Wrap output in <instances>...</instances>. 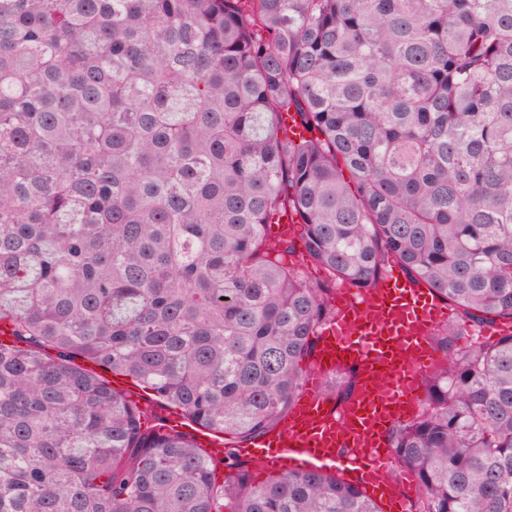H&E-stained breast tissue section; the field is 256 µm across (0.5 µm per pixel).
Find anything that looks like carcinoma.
<instances>
[{
  "instance_id": "1",
  "label": "carcinoma",
  "mask_w": 512,
  "mask_h": 512,
  "mask_svg": "<svg viewBox=\"0 0 512 512\" xmlns=\"http://www.w3.org/2000/svg\"><path fill=\"white\" fill-rule=\"evenodd\" d=\"M286 210L332 281L396 264L451 312L388 438L415 512H512V0H0V512H381L234 448L219 485L73 362L237 443L275 430L336 314L266 232ZM74 363L79 365L82 368L85 369H93L97 372H100L101 375L107 379L109 382H111L112 387L117 390H125L126 392L130 393V398L133 400H137L141 402V406H145L146 401L150 400L151 398V391L149 390H142L141 388L135 386L134 383L131 382V380L127 378L122 377H115L112 376V374L102 371L97 366L92 365L90 362L85 361L82 358L76 357L74 358Z\"/></svg>"
}]
</instances>
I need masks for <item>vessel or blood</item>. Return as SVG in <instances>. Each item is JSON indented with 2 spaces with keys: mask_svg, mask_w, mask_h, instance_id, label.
<instances>
[{
  "mask_svg": "<svg viewBox=\"0 0 512 512\" xmlns=\"http://www.w3.org/2000/svg\"><path fill=\"white\" fill-rule=\"evenodd\" d=\"M448 315L429 289L396 268L372 290L342 289L301 396L276 430L243 444L240 455L280 472L338 471L387 512H406V495L385 478L392 458L389 431L409 419L420 398L419 380L435 361L429 336ZM347 363L359 366L361 382L342 411L320 395L318 385L322 372Z\"/></svg>",
  "mask_w": 512,
  "mask_h": 512,
  "instance_id": "b4317fda",
  "label": "vessel or blood"
}]
</instances>
